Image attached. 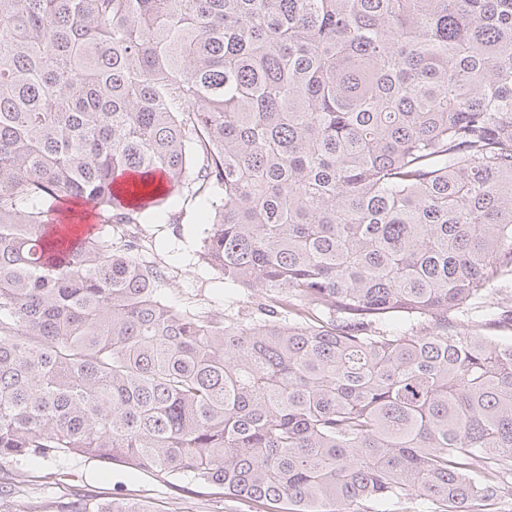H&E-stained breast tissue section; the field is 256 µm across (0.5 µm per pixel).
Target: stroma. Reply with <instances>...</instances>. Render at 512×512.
I'll list each match as a JSON object with an SVG mask.
<instances>
[{
  "instance_id": "35a3bbf8",
  "label": "stroma",
  "mask_w": 512,
  "mask_h": 512,
  "mask_svg": "<svg viewBox=\"0 0 512 512\" xmlns=\"http://www.w3.org/2000/svg\"><path fill=\"white\" fill-rule=\"evenodd\" d=\"M178 223L146 219L138 227L136 256L159 267L164 277L158 292L171 305L186 310H221L249 313L256 293L225 284L223 275L201 258L203 239L210 230L196 200L180 195ZM26 476L32 500L49 497L119 496L158 504L182 503L184 512H255L251 502L225 497L218 489H204L187 476L158 478L117 463L85 457L33 458L0 465V483Z\"/></svg>"
}]
</instances>
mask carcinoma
Instances as JSON below:
<instances>
[{
    "instance_id": "obj_1",
    "label": "carcinoma",
    "mask_w": 512,
    "mask_h": 512,
    "mask_svg": "<svg viewBox=\"0 0 512 512\" xmlns=\"http://www.w3.org/2000/svg\"><path fill=\"white\" fill-rule=\"evenodd\" d=\"M216 188L201 257L261 292L247 317L169 305L129 241L76 229ZM507 276L512 0H0V463L485 512L512 339L464 319ZM0 499L29 512L27 481Z\"/></svg>"
}]
</instances>
